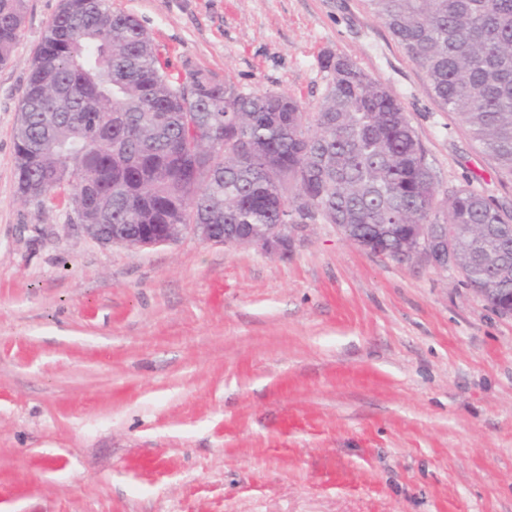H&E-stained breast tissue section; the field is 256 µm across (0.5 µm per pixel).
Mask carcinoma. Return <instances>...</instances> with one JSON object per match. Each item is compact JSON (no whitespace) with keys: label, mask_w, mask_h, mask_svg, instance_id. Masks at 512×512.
<instances>
[{"label":"carcinoma","mask_w":512,"mask_h":512,"mask_svg":"<svg viewBox=\"0 0 512 512\" xmlns=\"http://www.w3.org/2000/svg\"><path fill=\"white\" fill-rule=\"evenodd\" d=\"M25 0H0V64ZM424 71L437 101L512 183V0H366ZM307 118L282 92L244 94L203 70L181 75L110 0H61L31 63L15 133L18 190L67 201L78 224L342 225L398 253L417 224L448 225L474 288L512 290V215L462 187L441 199L398 98L349 56ZM250 146L202 157L201 129Z\"/></svg>","instance_id":"obj_1"}]
</instances>
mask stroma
<instances>
[{
  "instance_id": "stroma-1",
  "label": "stroma",
  "mask_w": 512,
  "mask_h": 512,
  "mask_svg": "<svg viewBox=\"0 0 512 512\" xmlns=\"http://www.w3.org/2000/svg\"><path fill=\"white\" fill-rule=\"evenodd\" d=\"M174 70L317 111L328 55L400 100L441 193L512 184L365 0H111ZM60 0L0 65V512H512V317L332 224L287 256L101 245L24 202L14 130Z\"/></svg>"
}]
</instances>
